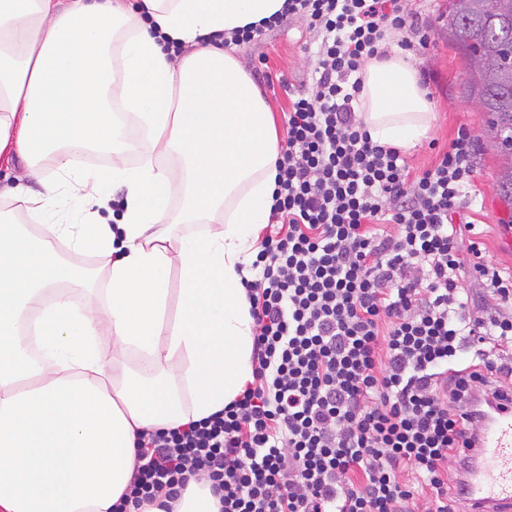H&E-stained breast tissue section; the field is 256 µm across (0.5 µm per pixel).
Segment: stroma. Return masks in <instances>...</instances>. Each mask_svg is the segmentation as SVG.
Returning <instances> with one entry per match:
<instances>
[{"label":"stroma","instance_id":"35a3bbf8","mask_svg":"<svg viewBox=\"0 0 512 512\" xmlns=\"http://www.w3.org/2000/svg\"><path fill=\"white\" fill-rule=\"evenodd\" d=\"M447 7L448 0L407 2L408 11L420 13L434 23L429 60L436 79L434 95L429 100L434 120L422 143L405 154L407 162L418 169L435 161L438 151L447 147L459 127H467L481 141L483 136L484 114L463 94L466 66L462 54L443 32L442 16ZM315 39L304 21L292 18L266 31L257 40L231 49L248 72L269 76V85L261 87L260 92L273 112L278 131L286 129L289 92L304 89L309 81ZM497 166L495 150L482 141L477 174L462 203L461 216L477 223L487 259L502 271L512 273V244L505 237L507 225H512V203L505 202L496 189Z\"/></svg>","mask_w":512,"mask_h":512}]
</instances>
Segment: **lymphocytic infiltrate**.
<instances>
[{"instance_id": "f902f5d3", "label": "lymphocytic infiltrate", "mask_w": 512, "mask_h": 512, "mask_svg": "<svg viewBox=\"0 0 512 512\" xmlns=\"http://www.w3.org/2000/svg\"><path fill=\"white\" fill-rule=\"evenodd\" d=\"M287 16L317 40L244 283L253 380L224 410L140 434L113 512H172L200 475L219 512H458L481 416L512 393V274L454 224L476 138L458 128L415 172L354 107L386 34L421 58L430 27L404 0H288L266 27Z\"/></svg>"}]
</instances>
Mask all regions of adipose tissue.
I'll return each instance as SVG.
<instances>
[{
	"mask_svg": "<svg viewBox=\"0 0 512 512\" xmlns=\"http://www.w3.org/2000/svg\"><path fill=\"white\" fill-rule=\"evenodd\" d=\"M284 3L0 0V161H23L24 178L43 183L0 195V512H112L140 431L208 417L251 382L238 267L269 220L278 131L220 35ZM168 39L183 53L165 51ZM361 78L372 139L414 147L433 119L414 64L393 52ZM124 114L148 129L144 149L121 137ZM91 149L111 153V166L74 167ZM110 185L125 191L115 228L75 204L105 206ZM14 213L39 234L6 222ZM192 222L204 231L164 230ZM68 250L106 273L101 303L67 293L81 278ZM130 352L147 368L118 367Z\"/></svg>",
	"mask_w": 512,
	"mask_h": 512,
	"instance_id": "ef3b65f1",
	"label": "adipose tissue"
}]
</instances>
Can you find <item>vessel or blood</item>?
<instances>
[{"mask_svg":"<svg viewBox=\"0 0 512 512\" xmlns=\"http://www.w3.org/2000/svg\"><path fill=\"white\" fill-rule=\"evenodd\" d=\"M468 482L466 512H512V411L487 418Z\"/></svg>","mask_w":512,"mask_h":512,"instance_id":"obj_1","label":"vessel or blood"}]
</instances>
